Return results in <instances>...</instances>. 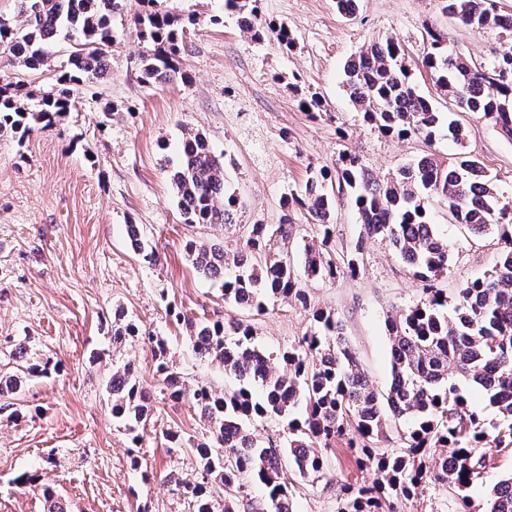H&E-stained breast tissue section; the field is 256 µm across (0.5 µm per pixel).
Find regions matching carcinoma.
<instances>
[{
	"label": "carcinoma",
	"mask_w": 512,
	"mask_h": 512,
	"mask_svg": "<svg viewBox=\"0 0 512 512\" xmlns=\"http://www.w3.org/2000/svg\"><path fill=\"white\" fill-rule=\"evenodd\" d=\"M256 3L226 0L251 40L273 36L288 48L294 46L288 26L262 21ZM440 6L465 26L512 34V14L501 13L494 0H440ZM116 7L117 0H22V24L0 19V56H12L29 70L51 69L47 47L60 29L75 38L69 70L57 78L62 89L42 95L36 111L17 104L12 89L19 82L0 74V136L9 134L21 142L34 130L51 126L69 111V86L107 69L104 47L112 40ZM135 25L152 44L143 57L140 81L152 86L171 82L186 28L159 10L137 15ZM428 42L422 67L437 90L464 111L481 113L512 140V51L478 63L451 53L435 31H428ZM344 74L348 98L368 126L398 140H436L442 115L418 94L408 59L395 40L361 49ZM170 180L185 223H232L235 199L225 196L224 157L212 151L201 133H185ZM342 198L354 202L363 234L339 264L331 243L333 216ZM430 198L447 208L449 221L474 235L496 232L494 266L451 300L438 287L439 277L448 271L450 249L430 220ZM282 208L280 223L248 225L242 243L231 250L197 241L186 244L197 272L223 280L226 304L257 315L277 299L310 307L291 260L292 216L298 211L308 216L318 237L317 243L304 246L305 276L325 281L358 274L364 239L379 237L422 283L423 297L388 322L391 379L383 392L359 369L342 324L331 312L313 311L305 334L276 355L257 345L252 327L241 320L198 324L171 312L189 328L194 353L222 366L238 382L224 394L206 385L186 388L167 341L147 336L166 394L174 401L189 400L210 433L209 440L194 445L199 472L188 486L194 512H216L209 490L216 481L224 485V512H293L283 465L298 479L313 481L324 467L318 449L337 445L357 452L363 465H374L381 474L373 485L340 502L337 512H381L383 501L408 499L429 480L454 488L462 504H468L470 490L483 482L491 461L487 449L512 448V201L501 200L479 159L464 150L453 158L426 152L380 181L345 151L335 173L310 171L303 186L283 197ZM128 233L138 257L153 262L155 251L136 225H128ZM138 335V326L115 311L112 343ZM18 370V375L0 373V401L14 398L26 381L48 374L47 366L28 362ZM469 389L485 395L498 413L497 422H487L470 403ZM106 390L113 417L138 439L135 432L146 425L152 400L134 366L113 367ZM273 417L284 423L282 442L264 444L247 423ZM404 420L411 426L391 437L393 424ZM250 474L268 490L261 501L247 497L244 476ZM485 512H512V472L491 487Z\"/></svg>",
	"instance_id": "carcinoma-1"
}]
</instances>
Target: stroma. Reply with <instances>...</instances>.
Instances as JSON below:
<instances>
[{"label": "stroma", "instance_id": "35a3bbf8", "mask_svg": "<svg viewBox=\"0 0 512 512\" xmlns=\"http://www.w3.org/2000/svg\"><path fill=\"white\" fill-rule=\"evenodd\" d=\"M156 7L190 26V46L173 82H140L149 47L133 23L141 4L123 0L112 15L107 70L75 86L69 112L53 127L21 143L0 136V368L19 349L28 362L58 365L50 377L25 384L16 410L0 411V512H45L40 488L16 484L24 471L38 473L68 512H193L184 486L196 479L193 445L207 437L208 427L191 403L165 398L147 335L166 339L188 387L221 392L235 384L222 367L194 353L185 325L168 314L172 307L197 322L244 320L270 352L301 338L313 310L329 311L342 322L367 378L386 388L387 321L418 302L422 287L387 242L361 240L348 202L336 210L333 249L340 257L363 241L361 272L308 281L307 309L278 300L257 316L225 304L220 281L198 273L184 246L190 240L231 246L248 225L278 223L281 196L310 169H335L342 151L384 178L430 147L417 137H386L350 104L343 66L363 46L387 38L402 44L417 88L428 97L435 89L420 66L427 28L478 62L512 50L511 35L465 27L442 13L439 0H360L352 19L338 15L331 0H259L263 20L291 30V48L251 40L224 0H157ZM1 70L18 72L17 103L25 109H35L55 88L53 72L19 70L12 57L0 56ZM313 95L325 107L314 119L300 107ZM438 106L463 122L468 152L483 163L500 196L511 199L512 141L481 114L444 97ZM188 130L203 133L224 158L225 192L236 199L232 223L184 221L169 171ZM430 148L445 158L458 151L444 136ZM431 219L450 247L449 270L438 285L452 295L491 269L495 252L466 227L449 223L443 206L432 205ZM131 224L156 249V263L129 248ZM118 309L141 333L116 346L112 314ZM128 361L153 396L152 418L136 436L113 418L106 390L113 366ZM167 429L180 433L181 447L165 444ZM323 457L318 480L298 483L284 471V481L295 485V512H337L344 485L375 477L349 449H327ZM170 472L179 484L165 482ZM457 509L455 493L431 482L397 504V512Z\"/></svg>", "mask_w": 512, "mask_h": 512}]
</instances>
